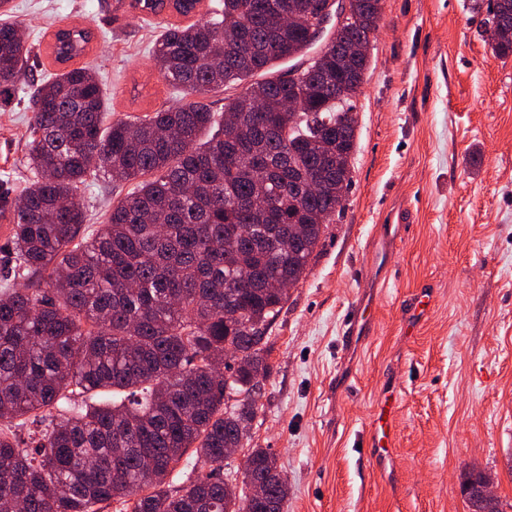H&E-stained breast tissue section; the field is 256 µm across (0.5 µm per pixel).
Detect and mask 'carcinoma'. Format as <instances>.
<instances>
[{
	"label": "carcinoma",
	"mask_w": 512,
	"mask_h": 512,
	"mask_svg": "<svg viewBox=\"0 0 512 512\" xmlns=\"http://www.w3.org/2000/svg\"><path fill=\"white\" fill-rule=\"evenodd\" d=\"M325 0H220L157 38L160 77L185 101L107 121L96 72L79 66L41 84L27 155L33 179L12 205L3 266L23 288L0 291V422L40 427L25 442L0 427V512H256L262 482L281 512L288 480L265 448L224 490V449L262 408L258 370L284 285L306 275L323 229L343 207L355 151L354 100L368 59L346 58L374 36L379 0H352L357 23L333 34L322 65L288 86L276 68L310 50L309 14ZM201 0H130L187 17ZM488 37L512 56V0ZM88 27L54 33L53 55L85 54ZM21 25L0 23V97L28 69ZM236 88L216 115L207 97ZM296 107H288V97ZM136 182L92 237L78 190L87 177ZM238 362L216 377L227 355ZM210 467L187 485L167 478L185 458ZM469 512H506L497 497Z\"/></svg>",
	"instance_id": "cac0c4a2"
}]
</instances>
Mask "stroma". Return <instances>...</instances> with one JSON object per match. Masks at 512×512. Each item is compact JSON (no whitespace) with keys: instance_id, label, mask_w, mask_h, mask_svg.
<instances>
[{"instance_id":"obj_1","label":"stroma","mask_w":512,"mask_h":512,"mask_svg":"<svg viewBox=\"0 0 512 512\" xmlns=\"http://www.w3.org/2000/svg\"><path fill=\"white\" fill-rule=\"evenodd\" d=\"M30 46L27 83L61 69L53 34L91 28L92 65L110 119L182 101L152 50L179 22L125 0H11ZM471 0H383L356 100L357 149L343 209L328 224L271 332L262 408L250 447L288 478L283 512H468L460 475L476 466L512 502V56L493 53ZM32 112L27 91L0 100V187L17 198ZM127 185L88 179L84 234L105 223ZM434 304L404 335L421 285ZM369 301L354 336L343 320ZM394 386L392 459L363 444Z\"/></svg>"}]
</instances>
